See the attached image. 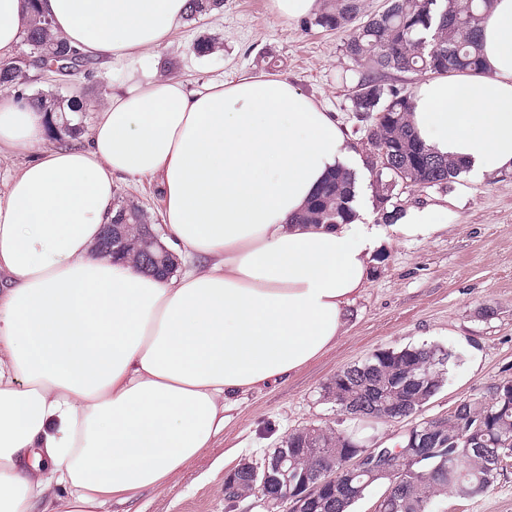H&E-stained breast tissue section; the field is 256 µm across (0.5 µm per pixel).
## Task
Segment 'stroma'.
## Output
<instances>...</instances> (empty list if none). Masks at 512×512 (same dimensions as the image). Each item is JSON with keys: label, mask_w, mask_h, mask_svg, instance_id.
Segmentation results:
<instances>
[{"label": "stroma", "mask_w": 512, "mask_h": 512, "mask_svg": "<svg viewBox=\"0 0 512 512\" xmlns=\"http://www.w3.org/2000/svg\"><path fill=\"white\" fill-rule=\"evenodd\" d=\"M208 39L200 55L192 45ZM343 31H327L311 18L270 12L268 0H224L223 10L182 22L153 55L167 75L199 89L242 75L274 74L288 80L326 111L335 113L362 156L367 139L350 107L357 82L345 56ZM112 78L105 65L92 77L78 75L60 93L81 92L83 127ZM402 214L437 209L441 226L426 235L394 231L366 190L357 206L381 226L384 241L371 281L358 299L343 336L289 379L250 393L209 446L173 472L164 485L108 512H224V477L240 464L258 461L289 431L305 426L355 432L366 446H393L408 421H342L323 387L339 371L378 350L435 344L456 353L447 380L420 418L449 416L465 399L489 395L512 380V172L475 181L457 177L446 188L409 187L394 200ZM447 512H512V468L482 498L449 499Z\"/></svg>", "instance_id": "obj_1"}]
</instances>
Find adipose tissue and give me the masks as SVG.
Wrapping results in <instances>:
<instances>
[{
    "instance_id": "adipose-tissue-1",
    "label": "adipose tissue",
    "mask_w": 512,
    "mask_h": 512,
    "mask_svg": "<svg viewBox=\"0 0 512 512\" xmlns=\"http://www.w3.org/2000/svg\"><path fill=\"white\" fill-rule=\"evenodd\" d=\"M56 34L126 73L78 145L0 86V512H105L198 455L259 386L289 378L347 329L383 230L300 224L327 176L359 170L334 114L288 81L200 90L147 66L186 0H39ZM0 0V62L26 35ZM483 66L432 76L410 123L478 179L512 172V0H493ZM155 181L178 275L99 254L121 180Z\"/></svg>"
}]
</instances>
